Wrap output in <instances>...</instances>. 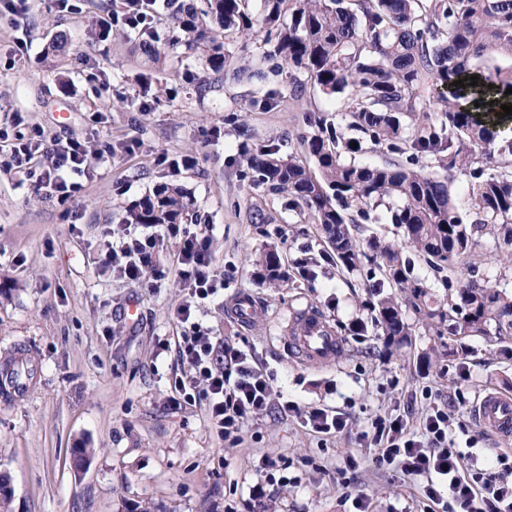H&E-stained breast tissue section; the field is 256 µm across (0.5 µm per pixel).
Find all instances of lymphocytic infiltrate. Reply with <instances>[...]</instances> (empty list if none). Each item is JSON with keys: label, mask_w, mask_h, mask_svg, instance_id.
<instances>
[{"label": "lymphocytic infiltrate", "mask_w": 512, "mask_h": 512, "mask_svg": "<svg viewBox=\"0 0 512 512\" xmlns=\"http://www.w3.org/2000/svg\"><path fill=\"white\" fill-rule=\"evenodd\" d=\"M112 157L111 149L90 150L78 140L45 139L41 130L18 133L8 149L9 165L42 161L36 179L48 188L51 201L69 207L80 190V177L89 175ZM176 239L178 277L191 297L206 300L217 292L219 274L210 239L204 232L179 224H155L149 231L125 229L99 259V269L114 271L128 283L139 284L145 272L155 281L166 278L156 262V249ZM179 324L188 326L179 357L184 367L174 390L183 402L204 399L207 426L219 437L238 440L245 422L271 409L272 386L267 373L237 343L212 336L196 321L191 305L178 308ZM447 409L431 408L420 433L408 431L403 416L380 418L374 439L379 447L377 464L394 465L405 475L424 480V495L442 512H512V456L495 453L486 468H473L471 453L455 448L450 437Z\"/></svg>", "instance_id": "1"}]
</instances>
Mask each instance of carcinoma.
<instances>
[{
    "mask_svg": "<svg viewBox=\"0 0 512 512\" xmlns=\"http://www.w3.org/2000/svg\"><path fill=\"white\" fill-rule=\"evenodd\" d=\"M207 0L198 11L166 0L168 21L187 34L161 49L149 39L142 51L152 63L144 89L166 57L206 54L214 78L226 71L225 39L265 34L269 56L288 73L304 72L340 103L344 123L322 114L308 119L307 156L317 166L268 147L248 159L257 183L287 196L288 210L318 224L336 260L353 273L372 253L370 310L385 344L408 342L406 313L448 342V356L469 351L481 337L512 354V294L479 277L474 247L490 238L501 260L512 264V141L496 142L492 128L461 107L462 97L480 101L477 111L503 113L502 94L512 88V0ZM478 76V85L456 87L450 97L432 89ZM493 105H488V102ZM358 136L351 137L348 132ZM368 145L390 159L363 165L354 154ZM496 164L485 174L484 166ZM473 179L466 202H455L454 173ZM193 202L178 184L163 183L126 210L127 224H182ZM386 208L388 223L402 230L399 243L360 238L369 211ZM441 275L439 298L416 272V262ZM258 276L286 285L314 276L303 265L290 271L274 249L254 262Z\"/></svg>",
    "mask_w": 512,
    "mask_h": 512,
    "instance_id": "cac0c4a2",
    "label": "carcinoma"
}]
</instances>
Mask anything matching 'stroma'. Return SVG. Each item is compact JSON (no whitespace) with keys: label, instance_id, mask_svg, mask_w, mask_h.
Masks as SVG:
<instances>
[{"label":"stroma","instance_id":"1","mask_svg":"<svg viewBox=\"0 0 512 512\" xmlns=\"http://www.w3.org/2000/svg\"><path fill=\"white\" fill-rule=\"evenodd\" d=\"M120 5L73 0L63 9L55 0H28L17 17L0 2V133L15 137L12 116L20 112L50 139L135 144L83 179L68 216L37 189L28 167L0 160V358L21 349L38 369L22 399L0 397V473L14 488L12 512H127L130 503L155 512H352L358 493L374 512H424L422 480L375 465L372 423L400 414L416 431L437 405L460 422L451 434L456 447L474 438L482 448L512 449V440L491 439L471 415L485 391L512 393V357L473 339L468 374L460 376L457 360L419 324L408 344L386 348L368 324L365 272L338 273L317 225L299 223L284 195L254 183L237 151L243 143L254 153L271 146L299 155L311 132L308 113L341 121L336 103L307 74L289 77L259 38L228 39L234 72L206 98L196 91L209 73L200 54L168 60L160 90L143 93L141 33L153 32L161 46L172 31L163 0L141 30L119 22ZM104 18L113 22L105 39L95 25ZM63 37L67 54L52 55ZM259 67L261 84L247 78ZM265 94L271 105L261 104ZM162 155L168 163H159ZM185 155L194 166L171 167ZM168 181L188 192L224 272V298L201 302L199 323L249 348L274 396L344 414L343 432L312 433L295 414L275 409L246 421L230 442L208 429L204 401L170 404L184 334L174 312L186 298L176 241L159 247L168 270L160 287L134 286L98 268L108 228ZM255 209L266 223H250ZM269 244L289 266L311 263L314 278L281 288L257 278L251 258ZM242 294L259 308L246 326L227 311ZM131 298L140 312L133 326L123 317ZM308 305L345 343L325 367L294 361L284 334L292 311ZM357 319L367 330L352 331ZM84 446L93 454L79 468L72 451ZM348 457L355 468L340 472Z\"/></svg>","mask_w":512,"mask_h":512}]
</instances>
